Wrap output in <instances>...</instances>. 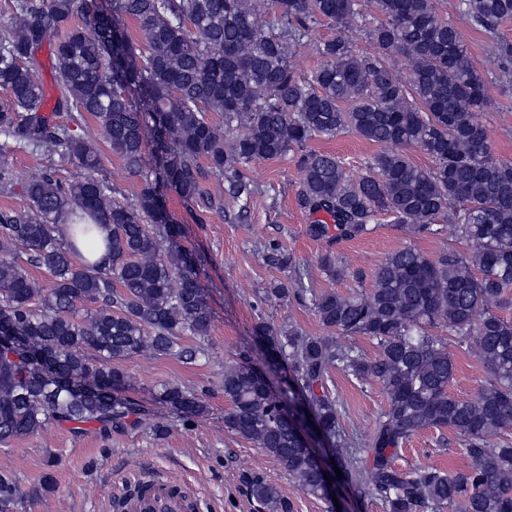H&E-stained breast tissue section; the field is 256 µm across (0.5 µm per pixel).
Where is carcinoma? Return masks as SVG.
I'll use <instances>...</instances> for the list:
<instances>
[{"instance_id": "obj_1", "label": "carcinoma", "mask_w": 512, "mask_h": 512, "mask_svg": "<svg viewBox=\"0 0 512 512\" xmlns=\"http://www.w3.org/2000/svg\"><path fill=\"white\" fill-rule=\"evenodd\" d=\"M7 0L0 28V137L49 157L40 178L26 183L23 209H0V442L33 436L49 426L76 434L85 426L122 431L143 424L149 409L120 395L128 375L118 364L145 352L185 364L208 358L213 312L200 271L185 250L158 253L174 239L164 205L168 190L197 211L215 201L201 187L213 179L224 197L246 202L258 188L242 167L293 154L300 174L296 199L315 216L306 226L330 244L360 238L378 213L413 231L454 225L465 253L448 247L430 258L412 245L388 254L372 272L367 293L341 295L307 287V270L280 242L261 246L264 263L288 273L263 299L294 297L321 325L341 336L375 342L367 356L328 336L290 326H256L270 360L283 374L275 389L243 350L224 367V424L277 462L307 495L324 498L314 437L334 458L336 486L384 512H512V160L494 156L480 116L490 105L491 80L471 64L457 27L435 0ZM460 14L486 37L500 62L499 82H512V41L499 33L512 21V0H460ZM132 20L134 41L120 21ZM336 36L317 46L320 66L305 78L293 60L314 25ZM365 28L355 49L344 32ZM49 69V96L39 78ZM224 116V124L210 113ZM97 136L76 133L84 115ZM152 134L155 167L144 169V134ZM352 133L388 147L373 155L358 181L330 152L308 147L316 137ZM124 168L145 173L130 205L112 199L101 174L96 138ZM429 155L423 169L407 155ZM77 168L73 179L56 168ZM106 225L105 253L94 227ZM46 267L37 282L15 256ZM327 250L323 271L340 274ZM444 327L455 345L475 348L487 375L477 393H448L453 362L448 344L429 333ZM358 382L375 380L386 407L367 439L351 437L329 391L331 370ZM155 402L186 426L206 412L198 390L162 384ZM427 429L456 437L468 468L395 464L399 451ZM500 439L494 447L491 438ZM250 495L267 512L291 503L262 476ZM141 483L115 502L130 512L154 492ZM20 496L0 474V512Z\"/></svg>"}]
</instances>
